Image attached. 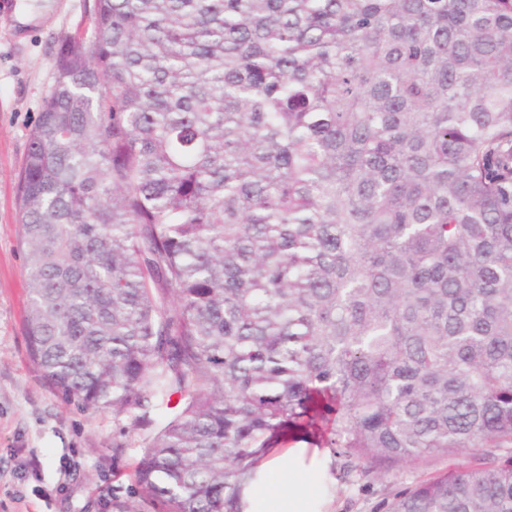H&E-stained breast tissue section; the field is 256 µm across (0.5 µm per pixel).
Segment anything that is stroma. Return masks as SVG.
<instances>
[{
	"label": "stroma",
	"mask_w": 512,
	"mask_h": 512,
	"mask_svg": "<svg viewBox=\"0 0 512 512\" xmlns=\"http://www.w3.org/2000/svg\"><path fill=\"white\" fill-rule=\"evenodd\" d=\"M37 13L19 26L0 12V512H116L143 453L140 436L112 456L118 424L108 413L66 403L42 380L24 330L25 255L18 221L19 173L28 135L54 82L62 36L89 28L93 0H28ZM432 458L387 476L337 468L329 512H384L403 489L445 472Z\"/></svg>",
	"instance_id": "obj_1"
}]
</instances>
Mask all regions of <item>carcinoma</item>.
I'll list each match as a JSON object with an SVG mask.
<instances>
[{
  "label": "carcinoma",
  "instance_id": "obj_1",
  "mask_svg": "<svg viewBox=\"0 0 512 512\" xmlns=\"http://www.w3.org/2000/svg\"><path fill=\"white\" fill-rule=\"evenodd\" d=\"M54 75L27 345L142 501L242 512L291 439L481 448L385 512H512V0H94Z\"/></svg>",
  "mask_w": 512,
  "mask_h": 512
}]
</instances>
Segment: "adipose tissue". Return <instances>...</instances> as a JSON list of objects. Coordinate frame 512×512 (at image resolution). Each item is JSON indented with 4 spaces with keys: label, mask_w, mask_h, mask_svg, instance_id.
<instances>
[{
    "label": "adipose tissue",
    "mask_w": 512,
    "mask_h": 512,
    "mask_svg": "<svg viewBox=\"0 0 512 512\" xmlns=\"http://www.w3.org/2000/svg\"><path fill=\"white\" fill-rule=\"evenodd\" d=\"M331 463L326 450L303 442L262 458L244 491L243 512H326ZM274 471L286 474L276 486L268 481Z\"/></svg>",
    "instance_id": "ef3b65f1"
}]
</instances>
